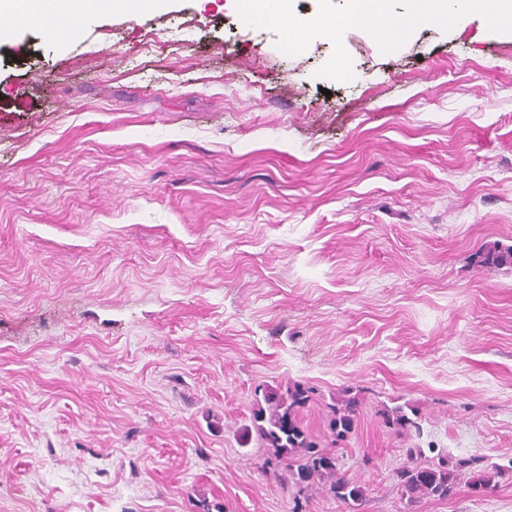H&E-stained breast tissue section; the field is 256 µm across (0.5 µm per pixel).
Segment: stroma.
<instances>
[{"instance_id": "35a3bbf8", "label": "stroma", "mask_w": 512, "mask_h": 512, "mask_svg": "<svg viewBox=\"0 0 512 512\" xmlns=\"http://www.w3.org/2000/svg\"><path fill=\"white\" fill-rule=\"evenodd\" d=\"M0 43V512H291L242 444L256 388L362 400L333 450L404 512L412 447L479 456L512 512V35L474 15L397 52L296 55L224 0ZM419 409L422 436L376 412Z\"/></svg>"}]
</instances>
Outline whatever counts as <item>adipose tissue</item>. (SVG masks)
Here are the masks:
<instances>
[{"label": "adipose tissue", "mask_w": 512, "mask_h": 512, "mask_svg": "<svg viewBox=\"0 0 512 512\" xmlns=\"http://www.w3.org/2000/svg\"><path fill=\"white\" fill-rule=\"evenodd\" d=\"M165 0H0V15L22 17L38 14L51 21L49 37L58 43L69 40L74 30L89 20L116 12L138 14L161 8Z\"/></svg>", "instance_id": "adipose-tissue-1"}]
</instances>
